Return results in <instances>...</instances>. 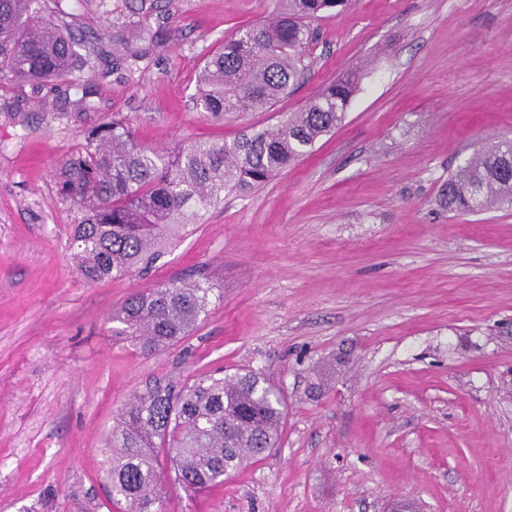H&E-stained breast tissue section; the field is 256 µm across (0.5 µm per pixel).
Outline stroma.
Here are the masks:
<instances>
[{"label":"stroma","mask_w":512,"mask_h":512,"mask_svg":"<svg viewBox=\"0 0 512 512\" xmlns=\"http://www.w3.org/2000/svg\"><path fill=\"white\" fill-rule=\"evenodd\" d=\"M135 72L92 58L91 107L0 80V512H125L102 480L127 400L215 370L288 400L280 448L166 512H512V210L436 203L488 141L512 140V0H350L310 20L307 71L269 112L193 100L208 54L274 0H152ZM140 0H59L112 46ZM336 130L268 182L225 194L147 276L86 283L56 172L112 117L157 150L276 125L344 72ZM27 115V127L10 120ZM206 274L224 297L178 344L108 323L151 285Z\"/></svg>","instance_id":"stroma-1"}]
</instances>
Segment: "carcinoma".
I'll list each match as a JSON object with an SVG mask.
<instances>
[{"mask_svg": "<svg viewBox=\"0 0 512 512\" xmlns=\"http://www.w3.org/2000/svg\"><path fill=\"white\" fill-rule=\"evenodd\" d=\"M347 4L277 0L265 23L236 33L207 58L197 105L215 118L272 110L304 74L307 20ZM136 25L142 45L112 53V67L132 72L149 54L154 36L143 21ZM89 43L53 17L47 0H0V70L15 80L69 90L77 86L72 73L89 63ZM359 84L358 73L347 71L273 127L172 152L142 146L125 118L100 124L58 172L60 193L79 215L73 246L82 278L96 284L147 272L201 212L223 201L224 191L268 181L336 129ZM439 204L459 214L512 206V142L495 143L449 175ZM222 295L208 278L170 281L131 296L111 322L151 353L188 336ZM286 417L282 391L251 370L209 375L177 391L151 387L134 396L108 435L109 496L126 512H166L162 464L175 483L204 492L277 447Z\"/></svg>", "mask_w": 512, "mask_h": 512, "instance_id": "obj_1", "label": "carcinoma"}]
</instances>
